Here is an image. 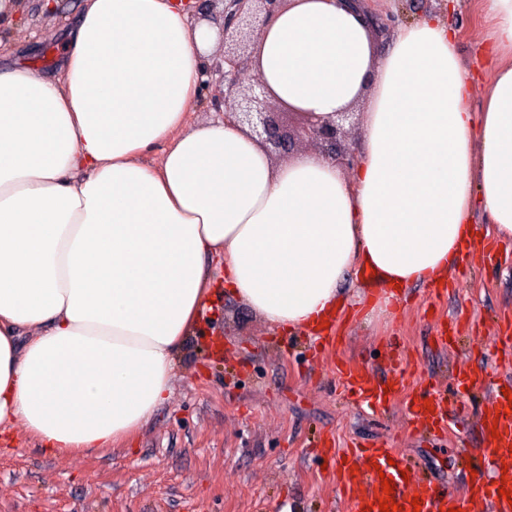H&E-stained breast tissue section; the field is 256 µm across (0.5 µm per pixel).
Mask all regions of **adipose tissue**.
<instances>
[{"label": "adipose tissue", "mask_w": 512, "mask_h": 512, "mask_svg": "<svg viewBox=\"0 0 512 512\" xmlns=\"http://www.w3.org/2000/svg\"><path fill=\"white\" fill-rule=\"evenodd\" d=\"M481 4L498 58L476 107L435 16L383 52L341 0L266 21L256 70L277 102L329 117L364 101L351 179L319 152L273 167L232 120L190 125L217 31L180 0H82L49 77L0 56V425L57 458L139 432L213 263L270 328L309 331L346 278L445 277L475 212L512 237V0Z\"/></svg>", "instance_id": "1"}]
</instances>
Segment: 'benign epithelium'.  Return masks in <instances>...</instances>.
I'll return each instance as SVG.
<instances>
[{"label": "benign epithelium", "mask_w": 512, "mask_h": 512, "mask_svg": "<svg viewBox=\"0 0 512 512\" xmlns=\"http://www.w3.org/2000/svg\"><path fill=\"white\" fill-rule=\"evenodd\" d=\"M193 11L199 13L213 4L222 3V55L207 67L206 74L215 77L213 109L234 117V121L257 143L269 144L287 152L295 141L311 142L339 165L349 167L356 161V153L347 142L345 124L354 112L346 109L335 117L322 119L313 114H302L303 123L297 138L283 131L280 116L295 110L284 105L275 106L271 96L255 73L251 45L264 23L285 0H191Z\"/></svg>", "instance_id": "obj_1"}]
</instances>
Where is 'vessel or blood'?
Wrapping results in <instances>:
<instances>
[{
    "instance_id": "b4317fda",
    "label": "vessel or blood",
    "mask_w": 512,
    "mask_h": 512,
    "mask_svg": "<svg viewBox=\"0 0 512 512\" xmlns=\"http://www.w3.org/2000/svg\"><path fill=\"white\" fill-rule=\"evenodd\" d=\"M342 386L372 411L384 408L389 399L395 398L404 385L403 373H395L390 382L375 380L366 370L353 365L337 369ZM488 386L490 395L482 413L480 434L487 449V464L495 476L487 481L477 476L471 479L464 494L444 492L433 486H422L403 478L401 466L395 465L397 449L388 447L353 448L340 462L336 476L350 496V512H380L379 501L384 492L382 479L392 480V498L401 512H484L486 502H493L495 512H512L499 488L512 491V413L507 407L512 402L504 396L502 384L487 383L485 378L472 370L459 371L456 386L463 391ZM411 417L428 429L447 430L449 410L447 400L440 395L430 399L420 397L406 403ZM420 499V508H413V499Z\"/></svg>"
}]
</instances>
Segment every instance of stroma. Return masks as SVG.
Masks as SVG:
<instances>
[{
  "label": "stroma",
  "instance_id": "1",
  "mask_svg": "<svg viewBox=\"0 0 512 512\" xmlns=\"http://www.w3.org/2000/svg\"><path fill=\"white\" fill-rule=\"evenodd\" d=\"M367 3L377 17L402 24L429 13L448 22L461 60L481 75L473 91L482 100L493 25L480 0H424L417 10L407 0ZM21 4L0 52L36 74L57 72L81 0H60L51 13L41 0ZM475 226L441 297H432L430 286H411L371 315L357 298L372 287L346 285L350 305L332 323L336 342L315 354L302 334L269 328L217 286L174 357L170 399L131 441L62 460L14 428L11 448L0 450V512H349L323 465L355 442L392 445L418 475L460 491L484 454V391L457 399L448 432L426 437L400 402L435 386L455 396L454 374L462 369L512 376V349L496 327L499 315L512 313V239H500L499 253L486 257L482 239L495 229L480 214ZM443 331L444 346L437 342ZM392 355L409 380L387 413L370 411L339 387L338 361L382 378L393 373Z\"/></svg>",
  "mask_w": 512,
  "mask_h": 512
}]
</instances>
